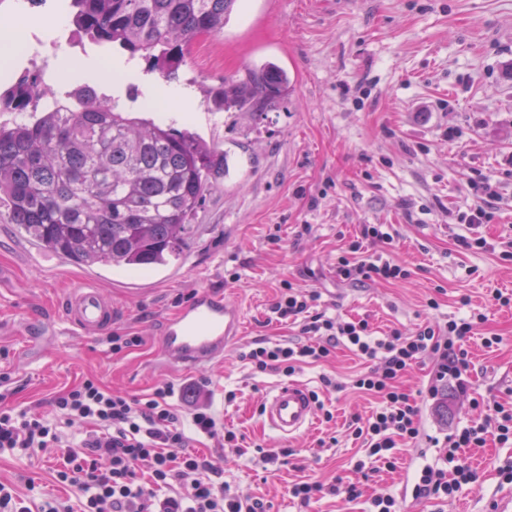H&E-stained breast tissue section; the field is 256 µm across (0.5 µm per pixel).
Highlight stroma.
Returning a JSON list of instances; mask_svg holds the SVG:
<instances>
[{
  "label": "stroma",
  "mask_w": 512,
  "mask_h": 512,
  "mask_svg": "<svg viewBox=\"0 0 512 512\" xmlns=\"http://www.w3.org/2000/svg\"><path fill=\"white\" fill-rule=\"evenodd\" d=\"M266 62L289 78L287 94L270 110H208L204 88ZM131 66L120 83L121 107L143 111L127 98L139 88L155 102L147 118L197 132L224 153L226 169L193 216L180 259L159 269L63 265L16 225L0 223V377L9 406L51 413L55 394L93 377L137 399L171 384V402L184 413L199 388L225 428L242 437L243 452L225 453L196 433L190 450L221 467L224 482L262 498L269 512H367L369 494L381 491L407 512H491L512 490L492 467L512 459V447L492 440L462 451L478 480L458 497L416 500L412 487L414 465L437 457L429 437L483 418L471 396L512 404V305L494 300L498 292L512 296V257L504 254L512 243V0H240L223 36L194 43L178 81L191 98L177 121L172 100L158 96L159 75L139 58ZM483 178L500 192L490 221L460 223L476 202L470 181ZM304 224L310 234H300ZM362 224L386 225L394 237L387 253L407 278L356 286L337 276V258ZM460 235L487 245L461 249ZM86 278L122 309L113 333L140 337L139 345L115 354L107 336L89 339L69 328L64 295ZM288 283L316 290L317 311L367 320L378 337L428 320L486 315L464 341L471 395L451 387L442 407L424 406L425 435L403 448L395 471L366 476L356 468L365 452L349 424L378 401L347 388L364 363L345 346L290 378L318 394L332 421L316 417L292 439L265 424L264 400L290 379L253 373L241 354L256 342L297 336L268 310ZM203 286L238 306L241 336L209 368L152 370L165 319ZM493 335L500 344L486 347ZM326 376L344 390H326ZM229 390L231 402L224 399ZM284 448L287 464H264V454ZM49 467L40 453L5 454L0 479L77 504V491L55 483ZM305 476L325 484L362 480L367 495L352 503L327 496L303 507L288 487Z\"/></svg>",
  "instance_id": "obj_1"
}]
</instances>
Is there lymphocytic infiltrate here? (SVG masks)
<instances>
[{"label": "lymphocytic infiltrate", "mask_w": 512, "mask_h": 512, "mask_svg": "<svg viewBox=\"0 0 512 512\" xmlns=\"http://www.w3.org/2000/svg\"><path fill=\"white\" fill-rule=\"evenodd\" d=\"M392 240L382 225H361L338 258V276L355 283L406 278L403 265L375 252ZM318 298L314 291L281 289L269 311L275 320L298 324L303 341L261 342L242 358L253 372L290 376L302 365L328 361L337 345L355 352L368 368L357 376L354 386L378 397L380 406L352 434L363 439L371 463L396 469L400 444L422 435V404L436 403L450 385L459 392L468 391L470 362L461 343L476 324L466 317L443 324L428 322L408 334L396 329L379 338L367 321L339 320L314 311ZM426 360L432 363L429 385L416 398L402 388L401 380L414 364ZM172 391L166 383L139 401L89 377L51 398L52 415L0 409V454L35 449L58 452L55 480L82 493L80 510L59 498L43 499L33 510L14 484L0 480V512H268L260 498L214 483L219 467L207 456L186 451L180 415L169 401ZM484 405L489 413L481 422L436 441V460L415 472V498H454L477 481L476 471L461 463L460 449L482 448L491 439L503 446L512 444V407L490 399ZM76 424L82 429L80 437L68 436L67 427ZM142 465L149 471L145 481L137 472ZM326 494L355 501L362 497L363 488L340 480L327 486L306 479L288 489L289 497L304 507Z\"/></svg>", "instance_id": "lymphocytic-infiltrate-1"}]
</instances>
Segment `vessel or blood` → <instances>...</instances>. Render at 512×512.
<instances>
[{"label": "vessel or blood", "mask_w": 512, "mask_h": 512, "mask_svg": "<svg viewBox=\"0 0 512 512\" xmlns=\"http://www.w3.org/2000/svg\"><path fill=\"white\" fill-rule=\"evenodd\" d=\"M121 308L104 292L86 281L68 289L64 315L77 333L90 337L111 329ZM241 314L223 293L204 288L171 318L161 333V364L198 366L220 359L238 335ZM315 401L309 390L299 383L279 386L263 403L267 425L280 436L294 437L314 422Z\"/></svg>", "instance_id": "b4317fda"}]
</instances>
